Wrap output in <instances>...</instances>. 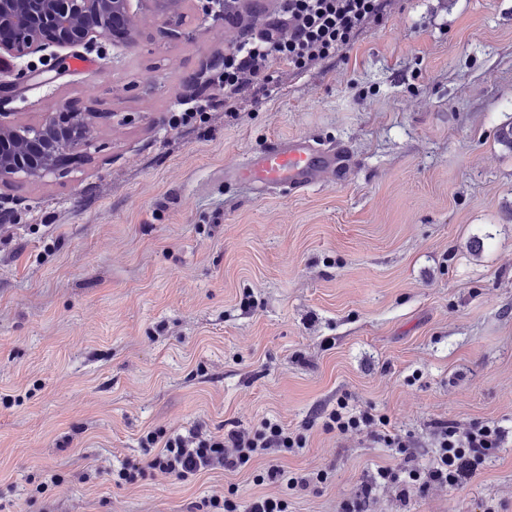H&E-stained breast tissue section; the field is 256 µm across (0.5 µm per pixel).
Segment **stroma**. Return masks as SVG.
I'll list each match as a JSON object with an SVG mask.
<instances>
[{"instance_id":"obj_1","label":"stroma","mask_w":512,"mask_h":512,"mask_svg":"<svg viewBox=\"0 0 512 512\" xmlns=\"http://www.w3.org/2000/svg\"><path fill=\"white\" fill-rule=\"evenodd\" d=\"M137 6L130 41L44 51L0 70V112L98 113L82 156L0 189V512H189L249 472L116 487L147 428H306L292 470L328 471L288 512H339L391 452L309 426L350 395L430 456L438 421L512 427V0H391L382 23L269 94L173 126L206 99L237 25L186 10L183 37ZM346 146L343 178L257 195L225 180L274 138ZM254 303L240 304L243 292ZM512 512V441L463 486L385 493L368 512Z\"/></svg>"}]
</instances>
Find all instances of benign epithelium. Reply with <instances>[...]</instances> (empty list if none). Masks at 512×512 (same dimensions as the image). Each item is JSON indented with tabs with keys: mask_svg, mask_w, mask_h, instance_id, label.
I'll return each instance as SVG.
<instances>
[{
	"mask_svg": "<svg viewBox=\"0 0 512 512\" xmlns=\"http://www.w3.org/2000/svg\"><path fill=\"white\" fill-rule=\"evenodd\" d=\"M130 0H0V57L23 58L49 47L90 46L112 34L131 36ZM93 112L56 104L38 125L0 113V187L58 172L64 155L79 156L93 133Z\"/></svg>",
	"mask_w": 512,
	"mask_h": 512,
	"instance_id": "obj_1",
	"label": "benign epithelium"
}]
</instances>
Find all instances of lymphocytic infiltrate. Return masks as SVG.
I'll list each match as a JSON object with an SVG mask.
<instances>
[{
	"mask_svg": "<svg viewBox=\"0 0 512 512\" xmlns=\"http://www.w3.org/2000/svg\"><path fill=\"white\" fill-rule=\"evenodd\" d=\"M389 0H279L276 15L258 34L234 43L224 55V70L218 77V92L225 104L248 93H268V69L279 59L295 71L336 57L350 47L370 24L382 22ZM317 419L325 431L340 436L367 434L391 448L394 464L368 474L354 495L344 500L341 512H367L379 491L398 498L425 494L434 488H452L474 477L479 467L493 457L505 439V430L495 422H474L462 427L454 423L434 425L428 463L418 464L417 443L408 433H398L387 416L372 408L337 399L321 408ZM307 436L288 429L276 419H262L250 429L214 433L195 425L184 432L155 429L140 439L146 457L124 462L113 470L115 485H133L147 476L162 474L186 481L208 470L240 472L253 462L264 461L253 481L259 486L279 487V494H260L241 501L235 490L224 497L206 499L211 512H288L285 491L308 489L325 483L321 471L291 473L280 463L285 454L305 447Z\"/></svg>",
	"mask_w": 512,
	"mask_h": 512,
	"instance_id": "1",
	"label": "lymphocytic infiltrate"
}]
</instances>
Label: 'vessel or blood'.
I'll return each instance as SVG.
<instances>
[{
    "instance_id": "obj_1",
    "label": "vessel or blood",
    "mask_w": 512,
    "mask_h": 512,
    "mask_svg": "<svg viewBox=\"0 0 512 512\" xmlns=\"http://www.w3.org/2000/svg\"><path fill=\"white\" fill-rule=\"evenodd\" d=\"M350 167L349 157L303 138L273 139L237 173L238 180L262 194L273 188L306 189Z\"/></svg>"
}]
</instances>
